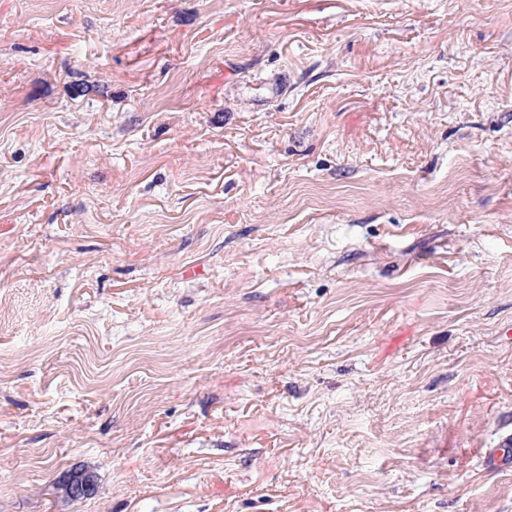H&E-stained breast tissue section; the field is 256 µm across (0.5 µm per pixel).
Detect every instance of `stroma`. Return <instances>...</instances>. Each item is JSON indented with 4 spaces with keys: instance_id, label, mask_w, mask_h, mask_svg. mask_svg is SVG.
<instances>
[{
    "instance_id": "35a3bbf8",
    "label": "stroma",
    "mask_w": 512,
    "mask_h": 512,
    "mask_svg": "<svg viewBox=\"0 0 512 512\" xmlns=\"http://www.w3.org/2000/svg\"><path fill=\"white\" fill-rule=\"evenodd\" d=\"M509 326L512 0H0V512H512Z\"/></svg>"
}]
</instances>
